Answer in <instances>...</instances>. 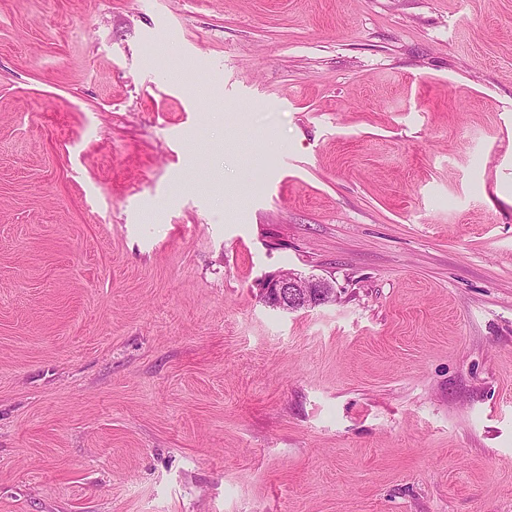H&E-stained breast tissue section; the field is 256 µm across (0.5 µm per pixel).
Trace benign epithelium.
<instances>
[{
  "label": "benign epithelium",
  "mask_w": 512,
  "mask_h": 512,
  "mask_svg": "<svg viewBox=\"0 0 512 512\" xmlns=\"http://www.w3.org/2000/svg\"><path fill=\"white\" fill-rule=\"evenodd\" d=\"M261 291L267 306L286 311L320 306L335 295L330 282L313 276L301 277L293 272L264 279Z\"/></svg>",
  "instance_id": "benign-epithelium-1"
}]
</instances>
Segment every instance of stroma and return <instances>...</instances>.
<instances>
[{"mask_svg":"<svg viewBox=\"0 0 512 512\" xmlns=\"http://www.w3.org/2000/svg\"><path fill=\"white\" fill-rule=\"evenodd\" d=\"M0 512H512V0H0ZM260 286L267 306L286 311L320 306L335 295V288L325 279L301 277L293 272L269 276Z\"/></svg>","mask_w":512,"mask_h":512,"instance_id":"1","label":"stroma"}]
</instances>
